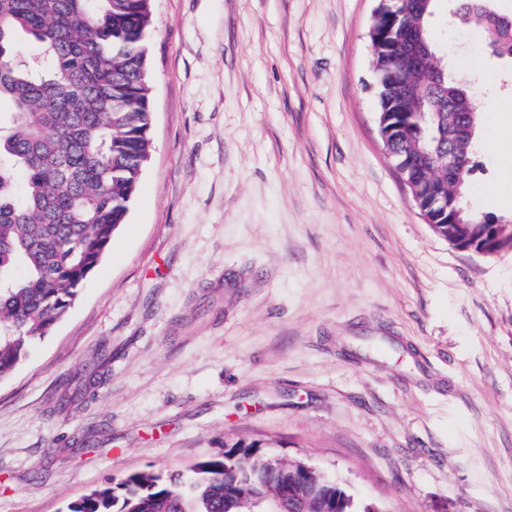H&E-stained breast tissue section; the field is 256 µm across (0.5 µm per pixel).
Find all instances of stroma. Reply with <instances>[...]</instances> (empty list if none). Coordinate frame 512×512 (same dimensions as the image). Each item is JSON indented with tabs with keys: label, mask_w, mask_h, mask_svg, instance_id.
Instances as JSON below:
<instances>
[{
	"label": "stroma",
	"mask_w": 512,
	"mask_h": 512,
	"mask_svg": "<svg viewBox=\"0 0 512 512\" xmlns=\"http://www.w3.org/2000/svg\"><path fill=\"white\" fill-rule=\"evenodd\" d=\"M378 0H154L151 157L74 304L0 381V512L236 442L383 512H512V252L420 218L378 127ZM438 0L477 106L512 64ZM466 204L512 219L487 150Z\"/></svg>",
	"instance_id": "1"
}]
</instances>
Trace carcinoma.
<instances>
[{
    "mask_svg": "<svg viewBox=\"0 0 512 512\" xmlns=\"http://www.w3.org/2000/svg\"><path fill=\"white\" fill-rule=\"evenodd\" d=\"M153 0H0V380L30 345L65 316L91 271L127 222L151 149L147 37ZM437 0H400L385 23L372 65L378 114L407 133L388 150L395 163L433 161L426 172L442 194L466 192L480 113L466 84L434 57L436 79L415 76L405 97L395 59L415 37L432 48ZM464 18L497 55L512 58V14L492 0H457ZM39 43L30 61L21 38ZM457 145L466 164L456 179L438 160ZM256 444L195 462L182 473L126 475L70 502L66 512H252L259 497L293 488L304 512H377L336 481L291 461L263 464Z\"/></svg>",
    "mask_w": 512,
    "mask_h": 512,
    "instance_id": "obj_1",
    "label": "carcinoma"
}]
</instances>
